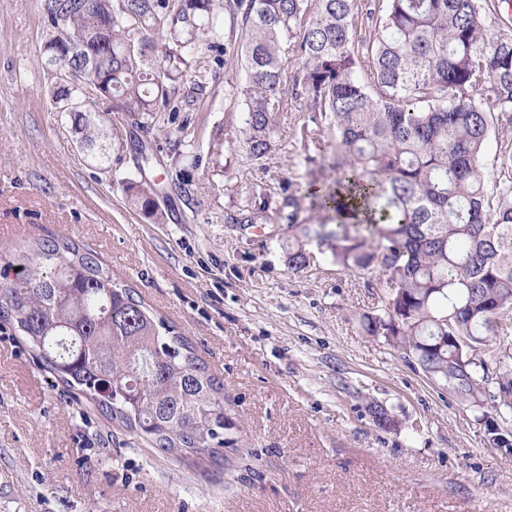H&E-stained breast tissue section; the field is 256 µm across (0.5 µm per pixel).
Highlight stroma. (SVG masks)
<instances>
[{"label": "stroma", "instance_id": "stroma-1", "mask_svg": "<svg viewBox=\"0 0 512 512\" xmlns=\"http://www.w3.org/2000/svg\"><path fill=\"white\" fill-rule=\"evenodd\" d=\"M41 0H0V248L65 235L93 251L157 316L176 325L224 386L235 448L218 462L135 440L41 367L0 324V512H512V448L494 444L483 408L428 376L362 314L387 291L380 265L336 266L316 240L302 270L285 224H230L244 174L307 182L326 175L334 140L309 155L297 121L248 170L238 147L239 75L207 53L190 110L143 130L104 113L105 162L53 112L39 49ZM185 139L199 163L179 158ZM152 155L135 169V146ZM184 178L193 206L170 196ZM158 188L166 215L136 211L126 181ZM396 422L379 429L369 403Z\"/></svg>", "mask_w": 512, "mask_h": 512}]
</instances>
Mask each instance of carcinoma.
I'll return each mask as SVG.
<instances>
[{
    "mask_svg": "<svg viewBox=\"0 0 512 512\" xmlns=\"http://www.w3.org/2000/svg\"><path fill=\"white\" fill-rule=\"evenodd\" d=\"M487 0H45L44 66L52 107L92 148L110 103L148 129L177 112L174 82L222 37L224 65L242 71L243 157L276 150L286 112L334 136L330 174L305 189L247 180L235 223L295 226L337 265L389 273L380 313L361 316L431 377L479 404L489 398L497 444L512 414V36L492 37ZM294 63L286 80L288 62ZM89 64L98 82L60 87L59 70ZM496 142V177L482 159ZM135 207L163 219L156 189L122 182ZM332 213L307 224L304 209ZM301 240L291 270L310 264ZM0 322L36 360L90 398L109 420L154 448L216 458L235 423L224 387L194 347L76 241L36 238L0 254ZM495 336L498 343H488ZM503 372L486 394L487 359Z\"/></svg>",
    "mask_w": 512,
    "mask_h": 512,
    "instance_id": "1",
    "label": "carcinoma"
}]
</instances>
